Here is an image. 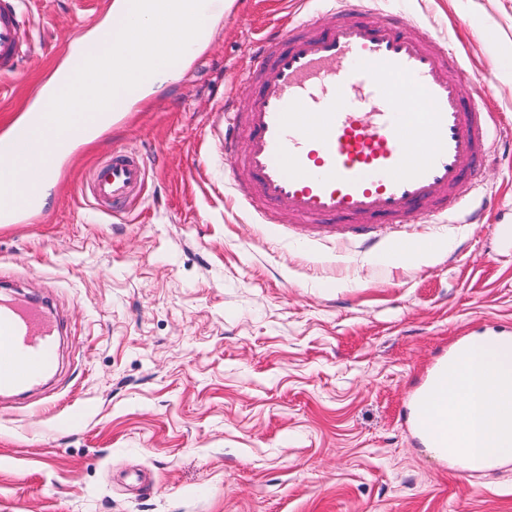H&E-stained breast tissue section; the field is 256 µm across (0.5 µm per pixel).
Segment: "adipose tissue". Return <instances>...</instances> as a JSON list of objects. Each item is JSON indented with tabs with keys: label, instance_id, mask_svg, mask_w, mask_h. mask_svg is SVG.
I'll use <instances>...</instances> for the list:
<instances>
[{
	"label": "adipose tissue",
	"instance_id": "obj_1",
	"mask_svg": "<svg viewBox=\"0 0 512 512\" xmlns=\"http://www.w3.org/2000/svg\"><path fill=\"white\" fill-rule=\"evenodd\" d=\"M113 0L112 24L99 39L92 71L73 74L60 65L48 83V104L32 107L23 118L39 123L50 102L63 101L67 111L91 113L95 123L79 135L91 140L125 113L174 85L181 65L205 47L235 0ZM448 390L466 396L471 420L449 424L448 445L470 447L480 433L479 452L495 459L512 455V339L474 336L448 360Z\"/></svg>",
	"mask_w": 512,
	"mask_h": 512
}]
</instances>
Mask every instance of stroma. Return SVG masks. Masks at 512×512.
<instances>
[{
	"mask_svg": "<svg viewBox=\"0 0 512 512\" xmlns=\"http://www.w3.org/2000/svg\"><path fill=\"white\" fill-rule=\"evenodd\" d=\"M98 0H24L31 23L0 78V133ZM454 50L496 115L482 223L415 219L425 264L259 212L226 182L211 133L248 104L251 44L324 0H237L180 81L60 167L38 217L0 223V277L62 321L51 381L0 402V512H512V458L456 472L412 430L422 370L456 339L512 336V0H370ZM147 181L120 211L90 191L113 150Z\"/></svg>",
	"mask_w": 512,
	"mask_h": 512,
	"instance_id": "1",
	"label": "stroma"
}]
</instances>
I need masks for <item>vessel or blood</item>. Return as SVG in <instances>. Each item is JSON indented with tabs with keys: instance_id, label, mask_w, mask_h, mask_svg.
<instances>
[{
	"instance_id": "obj_1",
	"label": "vessel or blood",
	"mask_w": 512,
	"mask_h": 512,
	"mask_svg": "<svg viewBox=\"0 0 512 512\" xmlns=\"http://www.w3.org/2000/svg\"><path fill=\"white\" fill-rule=\"evenodd\" d=\"M27 25L22 0H0L1 78L17 71ZM429 42L428 32L402 30L397 17L368 19L366 0H343L327 28L310 15L254 42L248 79L256 94L244 108L225 100L220 131L226 166L248 181L244 198L282 210L292 224L337 220L344 239L421 213L437 220L462 211L457 187L493 146L491 117L455 53L434 54ZM77 135L72 114L59 112L41 132L20 125L0 139L1 223L39 209L41 175L27 164L32 138L50 153ZM146 171L143 157L113 151L95 168L93 194L120 206L142 189ZM60 330L42 300L0 289V395L42 384ZM464 414L448 397L444 363L435 364L419 394L416 429L442 448L445 424Z\"/></svg>"
}]
</instances>
